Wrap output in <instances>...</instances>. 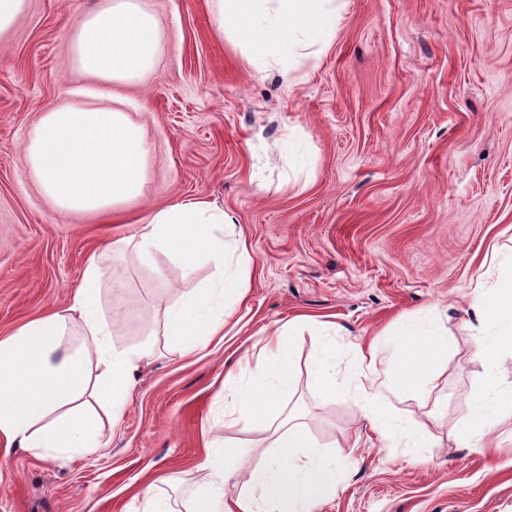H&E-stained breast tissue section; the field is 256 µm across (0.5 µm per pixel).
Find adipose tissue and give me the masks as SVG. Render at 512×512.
<instances>
[{
    "mask_svg": "<svg viewBox=\"0 0 512 512\" xmlns=\"http://www.w3.org/2000/svg\"><path fill=\"white\" fill-rule=\"evenodd\" d=\"M343 7V0H215L214 24L241 46L251 67L288 71L329 47ZM67 32L71 69L102 87L103 103L93 108L61 103L42 112L23 146L25 171L59 210L116 217L143 195L147 181L144 130L117 103L122 88L142 83L158 67L163 26L143 0H99L94 10L70 19ZM232 223L216 204L191 200L152 212L139 227L134 262L148 264L156 253L168 252L184 276H192L202 260L216 271L215 281L162 314V335L184 355H194L222 333L226 311L245 295L246 248L224 239ZM105 275L100 260L90 259L67 308L0 340V437L7 446L55 459L94 456L102 448L103 423L121 419L148 352L114 347L112 321L102 305ZM307 326L320 343L313 372L335 393L336 326L316 320ZM469 326L474 355L489 379L471 401L464 424L472 446L482 448L499 414L512 409V392L502 393L494 381L500 354L512 352V272L478 290ZM71 334L82 338L74 350L63 344ZM293 336L290 328L268 336L262 356L224 376L233 391L230 426L247 431L264 423L271 453L240 481L234 444H212L196 467L190 512H313L335 493V457L319 450L303 424L280 419V406L293 392ZM389 341L399 360L422 364L446 354L449 345L431 322L397 329ZM365 379L363 413L373 429L383 437L400 435L416 460H425L428 428L379 405L380 396L395 387V376L373 367ZM99 404L104 413L96 412Z\"/></svg>",
    "mask_w": 512,
    "mask_h": 512,
    "instance_id": "1",
    "label": "adipose tissue"
}]
</instances>
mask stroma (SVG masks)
<instances>
[{"label": "stroma", "instance_id": "1", "mask_svg": "<svg viewBox=\"0 0 512 512\" xmlns=\"http://www.w3.org/2000/svg\"><path fill=\"white\" fill-rule=\"evenodd\" d=\"M96 2L29 0L0 43V338L68 306L97 253L104 305L120 311L114 346L152 352L121 423L103 428L100 455L62 461L14 447L0 457V512H128L150 481L186 512L214 439L239 444V470L255 467L269 440L225 428L224 373L297 316L336 324L345 387H321L318 340L296 337L281 411L301 416L341 470L316 512H512V418L494 426L492 448L469 447L462 424L486 378L468 311L496 278L494 252L512 249V0H345L330 47L289 73L249 66L217 34L213 0H145L163 22L164 50L143 85L122 91L150 154L146 194L121 224L60 212L23 172V142L42 112L97 103L77 93L67 39L69 20ZM186 199L233 215L250 255L244 300L193 357L151 328L211 266L187 279L168 254L139 265L108 249ZM431 314L448 331L447 355L420 385L382 399L432 432L419 462L364 417L360 352L373 348L377 367L397 369L391 332Z\"/></svg>", "mask_w": 512, "mask_h": 512}]
</instances>
